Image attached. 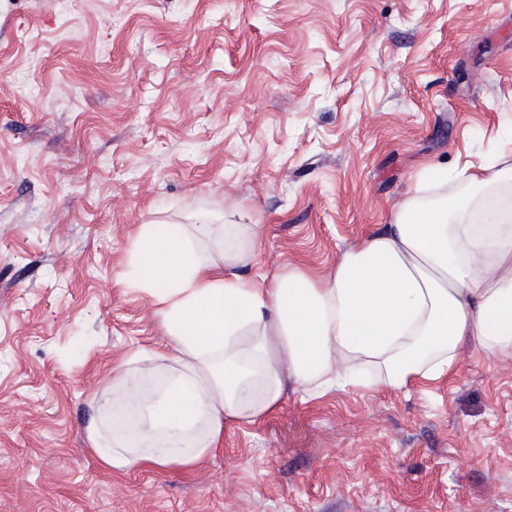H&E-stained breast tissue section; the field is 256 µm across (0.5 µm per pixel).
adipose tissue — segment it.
I'll return each mask as SVG.
<instances>
[{
    "label": "adipose tissue",
    "mask_w": 512,
    "mask_h": 512,
    "mask_svg": "<svg viewBox=\"0 0 512 512\" xmlns=\"http://www.w3.org/2000/svg\"><path fill=\"white\" fill-rule=\"evenodd\" d=\"M254 224H141L127 285L159 306L162 372L131 356L99 396L87 437L116 474L191 468L228 420L254 423L285 378L400 391L453 372L472 341L512 352V133L479 163L428 166L381 231L314 278L292 265L266 288L243 276Z\"/></svg>",
    "instance_id": "adipose-tissue-1"
}]
</instances>
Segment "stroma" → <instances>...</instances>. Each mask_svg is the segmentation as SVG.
Instances as JSON below:
<instances>
[{
    "label": "stroma",
    "mask_w": 512,
    "mask_h": 512,
    "mask_svg": "<svg viewBox=\"0 0 512 512\" xmlns=\"http://www.w3.org/2000/svg\"><path fill=\"white\" fill-rule=\"evenodd\" d=\"M512 128V0H0V512H512V356L287 382L192 470L104 469L96 393L164 336L140 224L245 212L243 273L327 274L424 163Z\"/></svg>",
    "instance_id": "35a3bbf8"
}]
</instances>
